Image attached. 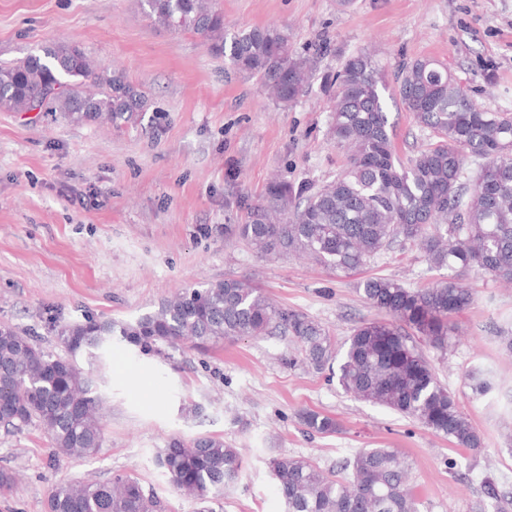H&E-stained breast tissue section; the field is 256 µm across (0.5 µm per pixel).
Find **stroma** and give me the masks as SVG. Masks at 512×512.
Returning <instances> with one entry per match:
<instances>
[{
    "mask_svg": "<svg viewBox=\"0 0 512 512\" xmlns=\"http://www.w3.org/2000/svg\"><path fill=\"white\" fill-rule=\"evenodd\" d=\"M228 33L287 29L314 62L305 93L281 106L257 78L234 71L201 39L154 23L141 0H0V62L66 40L101 70L122 73L146 101L130 123H74L43 112L0 111V323L58 354L61 324L124 321L185 288L249 278L276 304L320 323L336 344L379 312L358 292L362 274L305 255L257 253L236 232L272 179L322 185L344 169L330 134L326 75L360 49L380 66L431 59L474 101L512 113V0H218ZM406 158L429 134L398 97L385 98ZM422 289L446 277L416 244L377 255L364 274ZM471 304L447 351L426 349L482 441L481 453L389 409L344 393L334 370L313 372L284 336H257L160 354L112 352L100 385L105 441L91 458L55 456L36 426L0 429V468L15 470L0 512H46L51 484L138 478L163 512H196L157 456L171 438L219 436L242 456L216 512H283L267 461L303 456L335 468L363 448L398 449L418 512H475L486 472L512 490V284L469 271ZM493 387L474 394L471 369ZM334 416L332 435L306 433L298 414Z\"/></svg>",
    "mask_w": 512,
    "mask_h": 512,
    "instance_id": "1",
    "label": "stroma"
}]
</instances>
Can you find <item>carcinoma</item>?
Segmentation results:
<instances>
[{"label": "carcinoma", "instance_id": "carcinoma-1", "mask_svg": "<svg viewBox=\"0 0 512 512\" xmlns=\"http://www.w3.org/2000/svg\"><path fill=\"white\" fill-rule=\"evenodd\" d=\"M147 16L176 32L192 33L236 70L258 77L280 104L306 87L309 62L291 49L288 33L255 27L226 36L224 15L212 0H142ZM392 90L427 130L430 142L403 161L393 141L384 94ZM330 133L349 150L336 180L293 188L268 184L265 202L250 208L238 234L260 253H302L345 273L408 242L424 249L448 276L413 290L370 277L360 283L365 301L386 319L363 322L344 342L338 382L354 398L411 418L457 448L477 451L481 438L441 384L418 342L448 348L452 316L471 303L463 272L476 268L512 281V113L488 112L430 59L403 64L389 87L367 52L348 58L330 82ZM37 107L70 122H129L145 110L142 95L119 73L96 67L80 46L54 41L12 62L0 63V110ZM477 165L472 183L466 164ZM279 332L299 345L317 373L335 359V342L307 315L277 306L246 279L187 288L157 309L124 322L66 325L58 330L65 354L45 351L9 324H0V425L32 423L57 454L90 457L104 443L98 380L79 358L104 361L113 343L137 353L159 352L190 341L197 346ZM312 434H334L336 419L313 410L299 414ZM159 463L175 489L213 512L211 504L234 484L242 459L224 440L174 438ZM269 468L285 512H418L408 466L393 448H363L325 472L310 459L279 455ZM481 493L506 497L485 475ZM160 504L130 474L103 480L70 479L47 490V512H159Z\"/></svg>", "mask_w": 512, "mask_h": 512}]
</instances>
